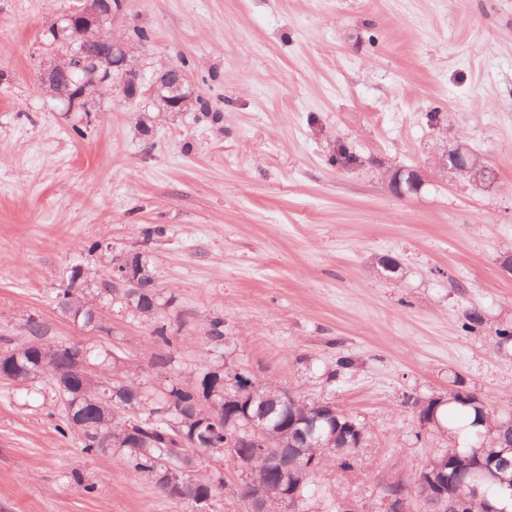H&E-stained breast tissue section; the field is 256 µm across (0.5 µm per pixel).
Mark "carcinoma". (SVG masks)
Here are the masks:
<instances>
[{"mask_svg":"<svg viewBox=\"0 0 512 512\" xmlns=\"http://www.w3.org/2000/svg\"><path fill=\"white\" fill-rule=\"evenodd\" d=\"M48 41L62 48L71 39L68 23L61 20L48 30ZM140 270L139 287L114 288L112 276L96 285L95 296L107 305L117 304L133 316L154 323L157 342L172 344L165 309L175 297L163 296L146 256L134 253ZM87 275L73 271L67 288L61 290L60 305L73 320L83 324L101 321L98 308L89 304L82 285ZM25 340L14 342L0 336V377L27 383L28 373L43 364L42 375L53 383L63 379L67 399L65 428L60 433L74 436L90 458L112 459L150 479L168 499L183 503H208L226 487L224 473L209 470L200 474L201 456L229 454L249 469L238 489L239 499L248 503L251 485L275 489L267 512H319L320 498L313 479L327 465L342 471L360 466L358 448L367 439L365 424L341 410L328 412L319 403L298 393H286L273 380L256 381L244 372L224 370V365L203 361L191 383L176 376L155 392L135 370L114 357L103 358L78 344H46V326L35 316L26 319ZM208 335L214 345L224 342V318L209 320ZM25 355L15 359V352ZM97 367L87 376L79 356ZM420 422L442 429L448 419V448L407 479L386 485L391 490L419 493L424 475H434L435 484L422 499L424 512H512V423L509 414L489 407L476 392L455 390L448 398L415 400ZM78 417L77 428L72 418ZM263 426V445L252 441L250 423ZM316 425L327 434L336 431V445L327 446L311 435L301 441L297 431ZM224 442V449L214 447Z\"/></svg>","mask_w":512,"mask_h":512,"instance_id":"cac0c4a2","label":"carcinoma"}]
</instances>
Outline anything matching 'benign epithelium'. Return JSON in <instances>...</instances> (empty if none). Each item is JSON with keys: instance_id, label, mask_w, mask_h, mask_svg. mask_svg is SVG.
<instances>
[{"instance_id": "1", "label": "benign epithelium", "mask_w": 512, "mask_h": 512, "mask_svg": "<svg viewBox=\"0 0 512 512\" xmlns=\"http://www.w3.org/2000/svg\"><path fill=\"white\" fill-rule=\"evenodd\" d=\"M122 12V7L112 4V0H82L74 13L64 17L76 28L74 43L65 54L54 56L50 67L41 75V83L54 98L65 104L69 111H92L100 88L111 80V70L120 71L118 83L122 93L129 99L150 100L161 112H184L193 104V89L186 71L170 65H163L151 77L130 60L131 46L124 40L105 37L108 25ZM108 50L109 70L100 77H88L77 85L64 87L60 79L76 70L86 71L88 65L102 56L95 54V47ZM442 169L460 173L469 182L481 187H489L497 182V173L486 162L465 145L457 143L449 148L441 158ZM129 256H119L112 260V284L117 288H135L137 281L133 268L128 266Z\"/></svg>"}]
</instances>
